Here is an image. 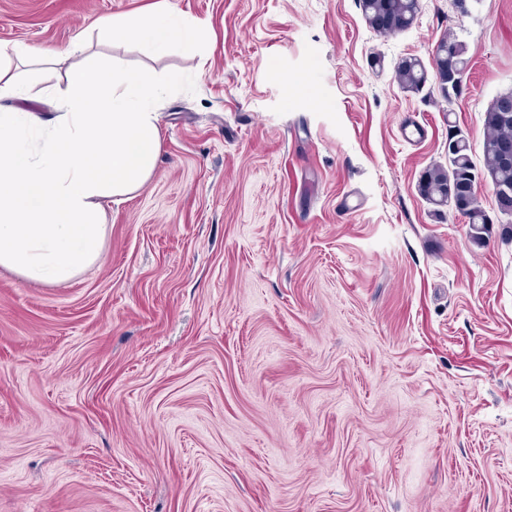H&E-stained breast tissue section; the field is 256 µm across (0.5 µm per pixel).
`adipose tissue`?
<instances>
[{
  "label": "adipose tissue",
  "instance_id": "ef3b65f1",
  "mask_svg": "<svg viewBox=\"0 0 512 512\" xmlns=\"http://www.w3.org/2000/svg\"><path fill=\"white\" fill-rule=\"evenodd\" d=\"M110 42L158 54L201 55L204 25L170 5L99 19ZM183 79L109 63L70 70L47 92L51 118L0 110V266L42 283L66 280L99 257L104 200L136 192L160 154L157 101Z\"/></svg>",
  "mask_w": 512,
  "mask_h": 512
}]
</instances>
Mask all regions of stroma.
<instances>
[{
	"mask_svg": "<svg viewBox=\"0 0 512 512\" xmlns=\"http://www.w3.org/2000/svg\"><path fill=\"white\" fill-rule=\"evenodd\" d=\"M159 0H0V107L44 111L90 56L183 82L151 178L103 204L72 279L0 267V512H512V241L434 209L424 172L512 92V0H168L202 55L103 39ZM454 35L468 90H403ZM42 81L27 84L29 68ZM365 22L371 27L377 20L390 22L388 34L410 28L420 9V0H357ZM396 77L407 91L419 92L428 80V70L421 60L407 58L397 65Z\"/></svg>",
	"mask_w": 512,
	"mask_h": 512,
	"instance_id": "35a3bbf8",
	"label": "stroma"
}]
</instances>
